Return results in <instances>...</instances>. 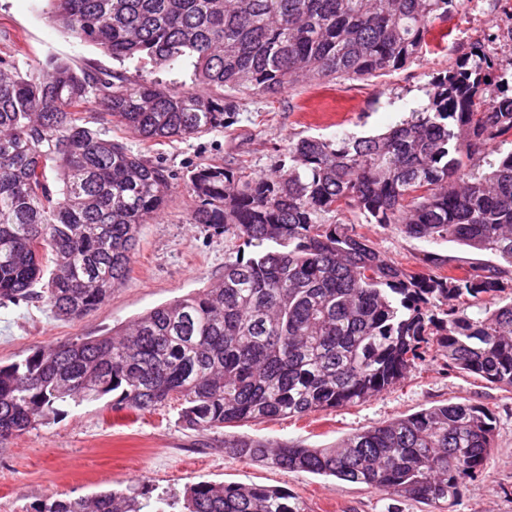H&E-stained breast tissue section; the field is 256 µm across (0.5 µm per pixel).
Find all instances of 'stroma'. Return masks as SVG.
Listing matches in <instances>:
<instances>
[{"label": "stroma", "instance_id": "35a3bbf8", "mask_svg": "<svg viewBox=\"0 0 512 512\" xmlns=\"http://www.w3.org/2000/svg\"><path fill=\"white\" fill-rule=\"evenodd\" d=\"M48 10L47 0H0V58L24 70L56 57L78 68L120 72L133 81L159 76L178 88L190 86V65L157 75L137 62L113 60L51 24ZM497 11V0H481L477 10L450 13L440 23L448 32L447 42L429 45L420 58L381 75L328 84L302 80L272 96L238 95V121L224 131L157 144L133 138L120 124L106 125L113 139L177 173L166 207L143 225L125 284L92 314L66 322L39 302L0 306V365L37 348L111 334L157 306L219 282L232 244L189 223L193 202L183 180L187 170L204 163H243L254 173L267 174L299 137L330 136L339 130L363 136L385 130L414 108L433 73L455 65ZM361 230L380 251L415 271H425L424 257L430 251L468 256L457 244L432 245L391 227L365 224ZM447 402L488 409L497 420L495 449L482 474L467 481L452 502L392 498L365 485L224 454L228 435L325 448L354 431ZM179 410L173 401L135 415L112 410L101 401L69 409L55 421L11 438L0 445V512H35L51 497L85 496L129 484L154 499L200 481L283 488L304 500L310 512H512V390L448 370L438 357L376 397L301 418L279 417L199 433L182 426Z\"/></svg>", "mask_w": 512, "mask_h": 512}]
</instances>
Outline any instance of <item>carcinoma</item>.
<instances>
[{
  "label": "carcinoma",
  "mask_w": 512,
  "mask_h": 512,
  "mask_svg": "<svg viewBox=\"0 0 512 512\" xmlns=\"http://www.w3.org/2000/svg\"><path fill=\"white\" fill-rule=\"evenodd\" d=\"M49 20L113 59L190 61V89L132 82L55 58L0 59V305L34 299L63 320L94 312L128 278L142 225L177 175L81 118L174 142L234 123L235 95L305 77L359 79L418 57L452 0H50ZM490 82H485V79ZM427 102L383 133L300 137L266 176L188 171L189 221L252 248L218 285L158 306L110 336L39 348L0 366V443L63 407L112 395L141 413L181 401L207 432L364 402L433 351L450 370L512 389V57L476 41L432 76ZM492 104L480 111L485 98ZM456 243L489 260L430 253L415 272L358 230ZM52 264L45 275L46 264ZM467 298L481 308L471 316ZM477 406H433L331 448L224 438V454L333 476L406 500H455L494 450ZM45 501L36 512H309L285 489L201 481Z\"/></svg>",
  "instance_id": "1"
}]
</instances>
